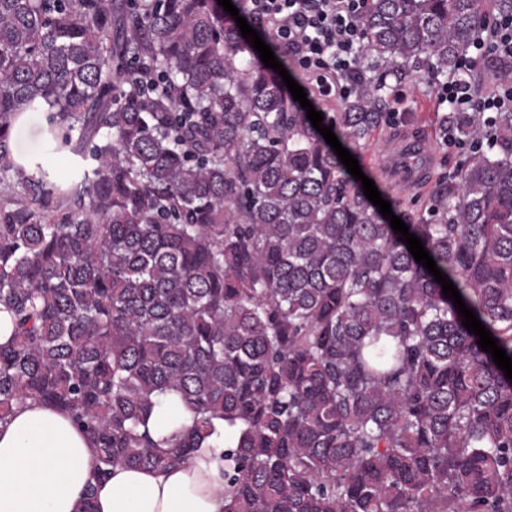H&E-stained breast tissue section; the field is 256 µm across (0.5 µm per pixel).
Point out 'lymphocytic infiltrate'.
I'll list each match as a JSON object with an SVG mask.
<instances>
[{"label":"lymphocytic infiltrate","mask_w":512,"mask_h":512,"mask_svg":"<svg viewBox=\"0 0 512 512\" xmlns=\"http://www.w3.org/2000/svg\"><path fill=\"white\" fill-rule=\"evenodd\" d=\"M249 13L268 28L316 99L344 102L361 83V49L364 33L361 17L370 0H247ZM490 55L512 59V15L485 23L476 33L472 48L463 57L457 75L433 83L438 103L457 112L480 115L512 112V81L492 73L490 90L475 92L471 77L481 60Z\"/></svg>","instance_id":"1"}]
</instances>
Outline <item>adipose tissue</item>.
<instances>
[{"instance_id": "ef3b65f1", "label": "adipose tissue", "mask_w": 512, "mask_h": 512, "mask_svg": "<svg viewBox=\"0 0 512 512\" xmlns=\"http://www.w3.org/2000/svg\"><path fill=\"white\" fill-rule=\"evenodd\" d=\"M223 420H213L200 451L164 472L116 466L94 481V444L59 409L35 400L0 424V512H80L94 488L98 512H224Z\"/></svg>"}]
</instances>
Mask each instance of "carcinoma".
<instances>
[{"label": "carcinoma", "mask_w": 512, "mask_h": 512, "mask_svg": "<svg viewBox=\"0 0 512 512\" xmlns=\"http://www.w3.org/2000/svg\"><path fill=\"white\" fill-rule=\"evenodd\" d=\"M492 11L512 0H372L386 71L322 124L355 156L409 123L387 76L456 71ZM24 112L47 126L16 158ZM435 135L469 150L402 221L512 357V113ZM3 182L0 423L67 412L98 480L240 424L224 512H512V380L217 0H0ZM167 399L192 419L160 438ZM174 415H178L182 420L190 417L189 412L180 403L166 401L151 417L150 428L158 436L166 435L172 429L168 425L169 418Z\"/></svg>", "instance_id": "cac0c4a2"}]
</instances>
